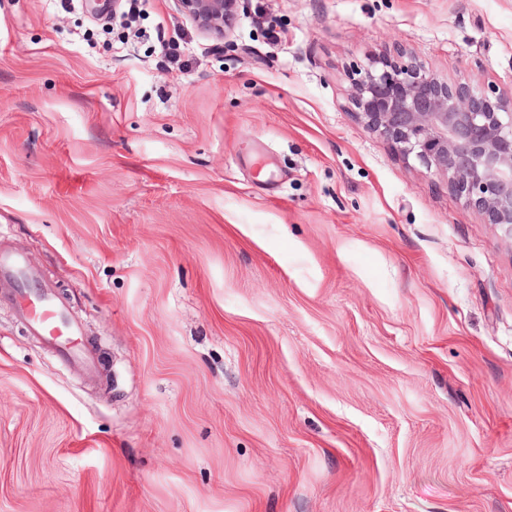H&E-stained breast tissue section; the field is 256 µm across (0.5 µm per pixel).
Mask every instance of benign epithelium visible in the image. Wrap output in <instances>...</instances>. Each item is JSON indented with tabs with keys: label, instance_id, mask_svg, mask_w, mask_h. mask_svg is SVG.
<instances>
[{
	"label": "benign epithelium",
	"instance_id": "1",
	"mask_svg": "<svg viewBox=\"0 0 512 512\" xmlns=\"http://www.w3.org/2000/svg\"><path fill=\"white\" fill-rule=\"evenodd\" d=\"M242 0H177L206 35L225 39ZM353 113L512 238V97L450 81L402 49L352 69Z\"/></svg>",
	"mask_w": 512,
	"mask_h": 512
}]
</instances>
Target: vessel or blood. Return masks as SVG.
Instances as JSON below:
<instances>
[{"label":"vessel or blood","instance_id":"vessel-or-blood-1","mask_svg":"<svg viewBox=\"0 0 512 512\" xmlns=\"http://www.w3.org/2000/svg\"><path fill=\"white\" fill-rule=\"evenodd\" d=\"M0 282L7 285V296L21 317L51 349L64 359L93 368V355L81 338L79 326L67 318L53 289L39 283L36 272L21 255L0 249Z\"/></svg>","mask_w":512,"mask_h":512}]
</instances>
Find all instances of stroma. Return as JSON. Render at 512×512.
<instances>
[{"instance_id": "1", "label": "stroma", "mask_w": 512, "mask_h": 512, "mask_svg": "<svg viewBox=\"0 0 512 512\" xmlns=\"http://www.w3.org/2000/svg\"><path fill=\"white\" fill-rule=\"evenodd\" d=\"M139 9L0 0V243L96 365L0 301V512H512V239L349 77L510 95L512 0ZM180 10L206 35L225 39L243 0H176Z\"/></svg>"}]
</instances>
